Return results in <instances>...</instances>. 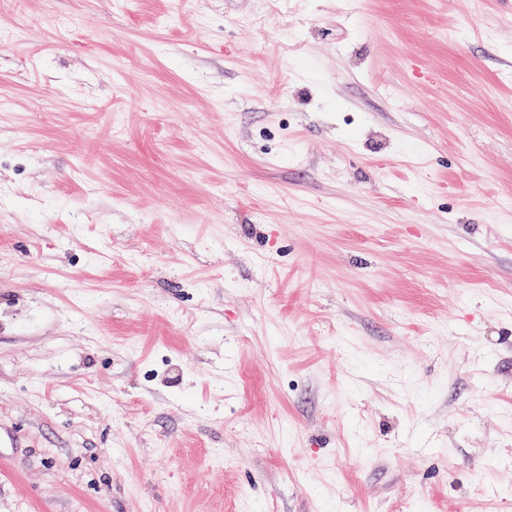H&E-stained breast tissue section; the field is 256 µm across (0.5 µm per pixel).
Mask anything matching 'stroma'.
Instances as JSON below:
<instances>
[{
    "label": "stroma",
    "instance_id": "obj_1",
    "mask_svg": "<svg viewBox=\"0 0 512 512\" xmlns=\"http://www.w3.org/2000/svg\"><path fill=\"white\" fill-rule=\"evenodd\" d=\"M0 512H512V0H0Z\"/></svg>",
    "mask_w": 512,
    "mask_h": 512
}]
</instances>
